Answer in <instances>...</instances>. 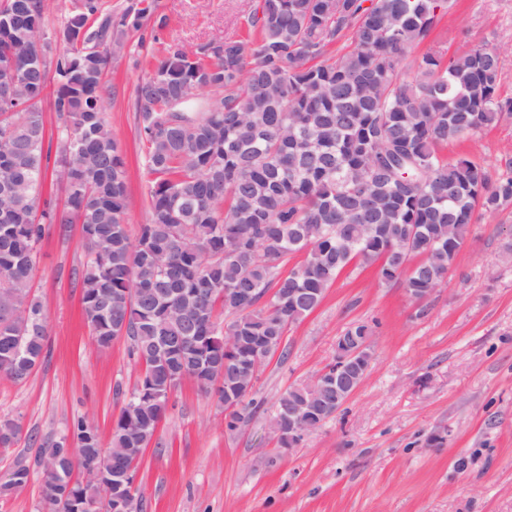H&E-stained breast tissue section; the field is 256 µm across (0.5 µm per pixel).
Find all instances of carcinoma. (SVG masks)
Segmentation results:
<instances>
[{
	"label": "carcinoma",
	"instance_id": "carcinoma-1",
	"mask_svg": "<svg viewBox=\"0 0 512 512\" xmlns=\"http://www.w3.org/2000/svg\"><path fill=\"white\" fill-rule=\"evenodd\" d=\"M52 0H0V64L24 107L0 111V377L25 379L43 357L47 311L32 294L47 226L80 225L84 321L97 348L127 337L137 382L112 421L109 446L83 418L67 438L14 463L0 499L43 474L41 496L75 512L97 467L121 489L170 395L186 379L213 387L227 428L256 408L250 377L288 325L314 311L351 263L379 265L387 283L423 297L440 287L477 215L512 205V168L493 177L442 148L512 117L498 97L497 49L417 54L454 0H261L248 36L171 44L138 84L134 110L150 181L149 218L130 234L125 162L106 118L112 54L129 33L146 43L155 4L120 13L82 0L59 34L63 53L38 62ZM52 96L56 142L42 102ZM62 204L42 198L46 177ZM303 260L283 271L288 257ZM236 337L224 351V333ZM323 424L335 414L336 362L288 389L270 429L299 444L288 408ZM21 432L0 421V447Z\"/></svg>",
	"mask_w": 512,
	"mask_h": 512
}]
</instances>
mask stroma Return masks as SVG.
Wrapping results in <instances>:
<instances>
[{
  "instance_id": "1",
  "label": "stroma",
  "mask_w": 512,
  "mask_h": 512,
  "mask_svg": "<svg viewBox=\"0 0 512 512\" xmlns=\"http://www.w3.org/2000/svg\"><path fill=\"white\" fill-rule=\"evenodd\" d=\"M166 19L146 49L113 60L107 118L126 163L130 230L148 218V181L133 110L141 79L173 43L240 37L255 0H156ZM487 41L500 52L499 94L512 98V0H456L429 41L454 55ZM490 174L512 167V121L449 142ZM79 225H51L40 245L34 293L48 314L41 362L20 382L0 378V420L21 425L0 447V475L34 460L86 418L109 441L139 369L125 341L98 349L84 321L76 274ZM354 322L372 326L364 382L298 448H279L268 421L289 386L311 380ZM288 353L261 368L250 419L226 430L215 394L189 380L137 471L143 512H512V207L471 225L445 283L422 303L350 265L319 307L291 324Z\"/></svg>"
}]
</instances>
